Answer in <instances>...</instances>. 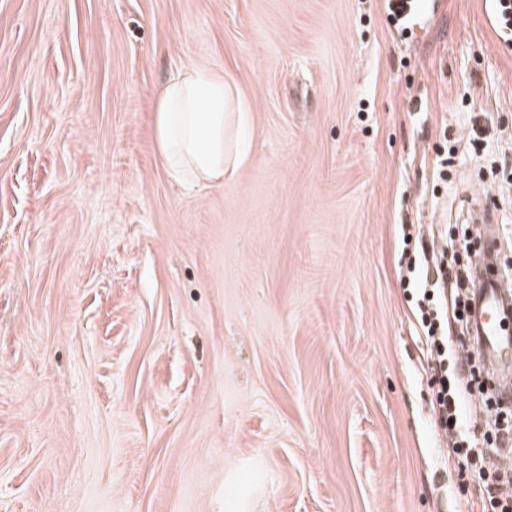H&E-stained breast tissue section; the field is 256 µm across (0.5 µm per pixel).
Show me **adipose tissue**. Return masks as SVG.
I'll use <instances>...</instances> for the list:
<instances>
[{
    "label": "adipose tissue",
    "mask_w": 512,
    "mask_h": 512,
    "mask_svg": "<svg viewBox=\"0 0 512 512\" xmlns=\"http://www.w3.org/2000/svg\"><path fill=\"white\" fill-rule=\"evenodd\" d=\"M238 95L223 73L188 68L161 89L155 109L160 153L171 175L198 184L224 178L229 146L239 143Z\"/></svg>",
    "instance_id": "obj_1"
}]
</instances>
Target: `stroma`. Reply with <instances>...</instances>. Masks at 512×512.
Listing matches in <instances>:
<instances>
[{"instance_id":"obj_1","label":"stroma","mask_w":512,"mask_h":512,"mask_svg":"<svg viewBox=\"0 0 512 512\" xmlns=\"http://www.w3.org/2000/svg\"><path fill=\"white\" fill-rule=\"evenodd\" d=\"M484 0H0V512H496L425 375L420 251L512 280V56ZM246 153L176 181L162 86ZM394 1L392 3L393 15L397 20L405 19L413 10V27L421 30V24L430 21L439 11L442 5L440 0H389ZM399 1H413L411 2H399ZM401 4V5H400ZM398 13V16H397ZM237 93L224 73L187 68L161 89L155 109L160 153L171 175L209 184L224 180L228 145L239 156ZM237 119L231 125L233 115Z\"/></svg>"}]
</instances>
